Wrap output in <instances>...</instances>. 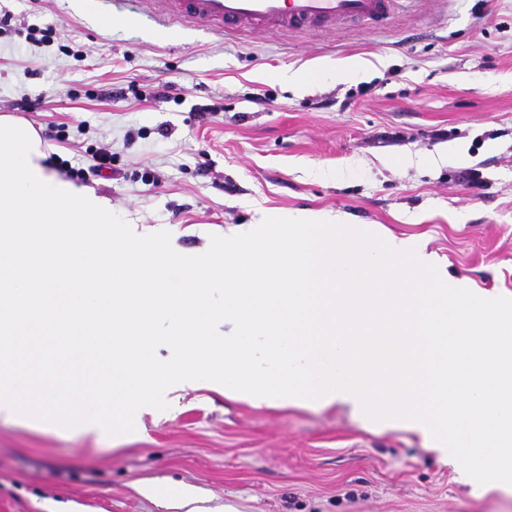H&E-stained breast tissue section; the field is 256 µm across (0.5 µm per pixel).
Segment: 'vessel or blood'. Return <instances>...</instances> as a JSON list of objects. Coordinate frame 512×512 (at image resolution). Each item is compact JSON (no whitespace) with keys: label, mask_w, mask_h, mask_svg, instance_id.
Segmentation results:
<instances>
[{"label":"vessel or blood","mask_w":512,"mask_h":512,"mask_svg":"<svg viewBox=\"0 0 512 512\" xmlns=\"http://www.w3.org/2000/svg\"><path fill=\"white\" fill-rule=\"evenodd\" d=\"M150 4L160 20L186 19L202 26L277 34L328 29L356 19L387 27L398 0H117Z\"/></svg>","instance_id":"1"}]
</instances>
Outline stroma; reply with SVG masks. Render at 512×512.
Returning a JSON list of instances; mask_svg holds the SVG:
<instances>
[{"instance_id":"1","label":"stroma","mask_w":512,"mask_h":512,"mask_svg":"<svg viewBox=\"0 0 512 512\" xmlns=\"http://www.w3.org/2000/svg\"><path fill=\"white\" fill-rule=\"evenodd\" d=\"M91 2L0 0L12 17L0 114L43 97L23 118L58 172L127 223L194 251L272 213L338 214L426 238L450 276L512 297V0H401L383 29L278 34L144 14L113 28ZM30 25L53 44L19 38ZM352 57L367 63L358 77L323 74ZM287 70L315 77L294 88ZM103 149L108 179L91 171ZM147 482L192 489L210 512H512L511 491L458 484L419 433L336 405L256 406L190 385L136 434L0 420V512H171Z\"/></svg>"}]
</instances>
